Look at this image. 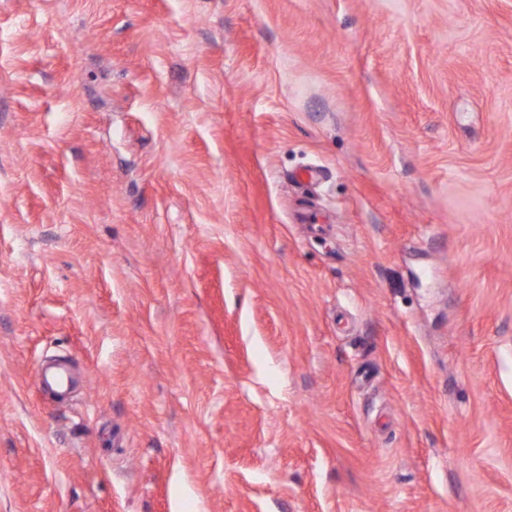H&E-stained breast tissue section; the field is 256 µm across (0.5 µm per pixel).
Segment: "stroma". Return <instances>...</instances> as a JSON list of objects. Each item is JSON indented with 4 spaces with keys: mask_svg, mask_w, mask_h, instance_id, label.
I'll return each instance as SVG.
<instances>
[{
    "mask_svg": "<svg viewBox=\"0 0 512 512\" xmlns=\"http://www.w3.org/2000/svg\"><path fill=\"white\" fill-rule=\"evenodd\" d=\"M0 512H512V0H0Z\"/></svg>",
    "mask_w": 512,
    "mask_h": 512,
    "instance_id": "1",
    "label": "stroma"
}]
</instances>
